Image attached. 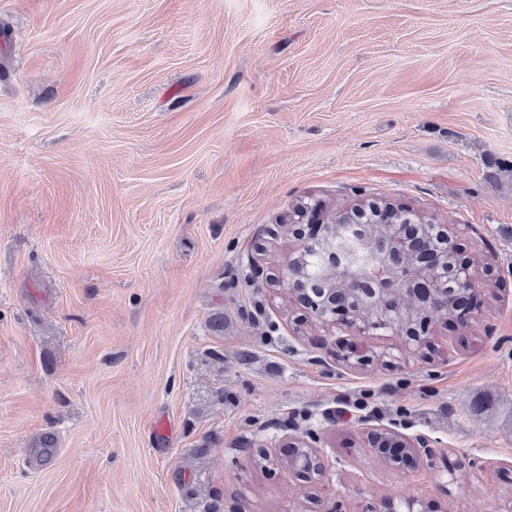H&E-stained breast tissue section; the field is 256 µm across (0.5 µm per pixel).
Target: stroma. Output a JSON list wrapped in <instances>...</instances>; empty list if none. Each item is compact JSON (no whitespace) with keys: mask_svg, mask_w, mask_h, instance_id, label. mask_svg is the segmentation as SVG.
Listing matches in <instances>:
<instances>
[{"mask_svg":"<svg viewBox=\"0 0 512 512\" xmlns=\"http://www.w3.org/2000/svg\"><path fill=\"white\" fill-rule=\"evenodd\" d=\"M362 197L486 261L428 356L279 281L292 206ZM372 429L442 454L391 467ZM396 495L512 512V0H0V512Z\"/></svg>","mask_w":512,"mask_h":512,"instance_id":"1","label":"stroma"}]
</instances>
